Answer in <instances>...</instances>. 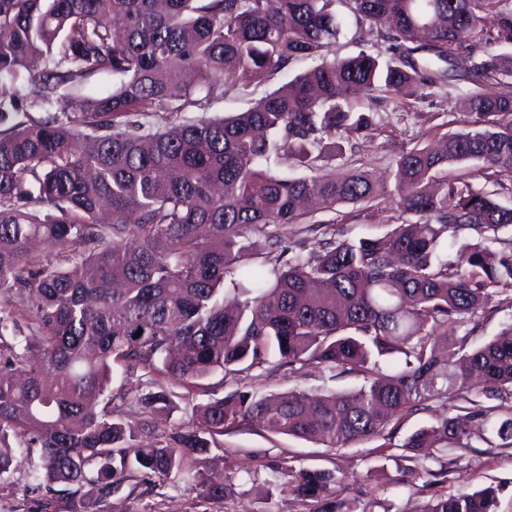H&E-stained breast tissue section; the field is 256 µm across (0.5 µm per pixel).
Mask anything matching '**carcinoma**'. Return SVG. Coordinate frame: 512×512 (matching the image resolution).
<instances>
[{
	"label": "carcinoma",
	"instance_id": "cac0c4a2",
	"mask_svg": "<svg viewBox=\"0 0 512 512\" xmlns=\"http://www.w3.org/2000/svg\"><path fill=\"white\" fill-rule=\"evenodd\" d=\"M336 0H0V482L29 468L26 494L43 512L65 493L107 501L132 481L149 491L181 478L254 420L271 435L325 448L385 437L388 427L465 392H512V322L489 341L454 349L459 328L512 287V0H346L356 26L388 43L337 58ZM459 58L471 81L472 128L444 134L396 161L389 190L354 167L317 162L371 127L351 95L422 98ZM308 67L229 117L205 111L240 81L260 85ZM112 74V94L75 90ZM69 102L47 118L33 113ZM175 119L141 121L154 106ZM315 173L292 178L272 163ZM468 164L465 175L449 171ZM390 200L401 223L341 240L321 232L315 251L258 260L249 234L271 245L282 230L339 204ZM479 241L454 260L448 234ZM42 241L46 263L29 250ZM140 337H135L136 333ZM275 356L364 376L350 393L290 391L273 399L242 388L196 407L195 419L158 435L150 417L177 404L160 384L192 386L218 370L249 373ZM140 373L133 400L112 392L117 373ZM480 419L512 447V418L475 405L411 434L401 456L435 461ZM194 488L231 491L199 472ZM336 475L303 468L267 490H287L343 512ZM500 489L434 496L421 512H500Z\"/></svg>",
	"mask_w": 512,
	"mask_h": 512
}]
</instances>
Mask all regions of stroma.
<instances>
[{
  "label": "stroma",
  "mask_w": 512,
  "mask_h": 512,
  "mask_svg": "<svg viewBox=\"0 0 512 512\" xmlns=\"http://www.w3.org/2000/svg\"><path fill=\"white\" fill-rule=\"evenodd\" d=\"M335 9L344 20V28L331 49L333 55L346 58L363 50L383 54L384 45L375 31L357 27L344 0H337ZM468 68V63H460L457 68L460 80L441 84L434 96L410 101L403 108L357 95L354 108L370 116L372 131L366 140L344 149L329 162L327 171L341 175L358 165L369 170L377 180L389 182L393 179L395 162L403 152L424 146L442 134L464 130L469 119L465 105L469 84L463 81L462 75ZM284 80L280 74L261 85L240 87L226 99L213 102L207 114L215 117L244 111ZM317 218L328 223L330 232L337 238L358 239L389 232L398 221V213L384 202L371 208L340 205L335 211L318 213ZM510 322L512 291L478 312L467 346L474 347L491 339ZM362 383V376L352 373L335 376L312 365L295 372L274 362L248 375L217 372L190 389L168 378L162 381L166 389L180 397V410L172 418L176 424L191 420L197 405L241 387L265 395L293 390L325 394L346 393ZM218 443V449L213 450L199 469L232 483L229 496L209 499L189 489L185 480H171L148 495L114 496L97 504L94 512H315L314 502L297 499L289 493L265 495L266 483L285 468L335 472L341 479L336 495L350 512H419L432 495L490 484L503 485L501 512H512V448L501 447L499 439L485 432L477 420L472 422L470 435L462 447L448 451L453 464L447 483L433 487L426 484L420 460L382 458L371 441L336 450L291 436H272L254 424L241 423L219 437Z\"/></svg>",
  "instance_id": "1"
}]
</instances>
